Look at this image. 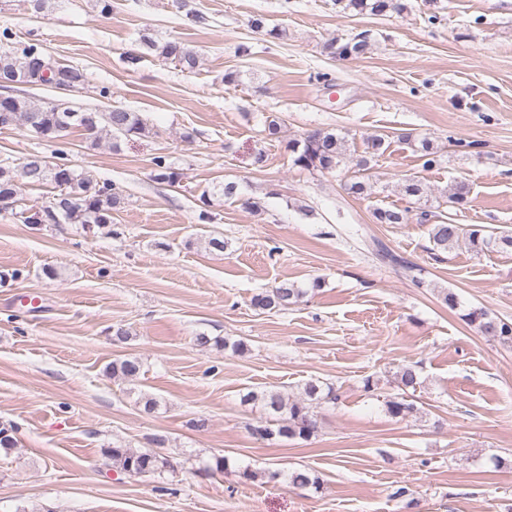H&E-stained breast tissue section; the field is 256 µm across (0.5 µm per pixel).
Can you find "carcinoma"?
<instances>
[{
	"label": "carcinoma",
	"instance_id": "obj_1",
	"mask_svg": "<svg viewBox=\"0 0 512 512\" xmlns=\"http://www.w3.org/2000/svg\"><path fill=\"white\" fill-rule=\"evenodd\" d=\"M344 3V9L356 13L369 12L383 15L389 11L403 10L401 0H337ZM0 36L10 42L9 48L0 50V76H13L23 85L50 84L57 80L77 90L86 82V77L78 68L59 63L61 71L45 78L39 60L46 56L43 47L35 42H14L8 31ZM370 43L354 37L340 42L332 40L326 44L328 54L343 58H359L367 53ZM159 56L184 69H193L197 59L192 51L179 39L173 38L158 47ZM10 112L7 113L8 125L23 126L34 133L39 139H54L62 126L71 130L80 128L89 136L106 132L112 139V147H118L121 138L141 137L153 133V129L138 112H131L116 107L108 112H78L71 108L59 106H42L26 95H16L9 102ZM399 140L410 145L414 152L423 160L422 166L431 169L438 163L437 151L431 140L417 139L410 133H402ZM285 149L292 155L293 164L305 169L320 172H332L340 168L349 151L347 135L334 129H315L300 138L285 142ZM388 149L385 137L372 135L363 140V155L357 160L352 175L345 183V190L353 196H366L371 190L366 171L370 162L382 157ZM34 161L26 162L13 168L0 164V196L16 198L18 182L24 180L28 184L42 185L50 182L54 188H61L62 178L68 174L73 176V185L54 205L56 217L68 224H80L91 230L102 229L112 221V207L117 204L118 194L112 184L95 180L88 172H78L66 163L51 164L44 160L40 170L33 168ZM155 178L170 184L179 181L180 173L174 171L166 158L158 156L154 160ZM424 185L421 180L406 178L401 184L402 196L411 201L421 200ZM469 189L464 183H457L446 195L444 203L460 208L468 204ZM409 208L376 207L373 217L378 224H405L409 220ZM26 224H45L50 221L44 207L38 204H26L21 212ZM429 239L432 250L448 252L459 242H465L476 252L497 251L512 252V231L498 230L479 224H451L439 221L430 225ZM373 253L383 262L400 266L404 273L412 279L416 266L399 259L382 243L372 242ZM304 291L295 284L283 281L269 292L253 296L251 305L258 310H286L297 304ZM466 320L474 325L484 336L493 338L503 344H512V321L501 318L483 307H473L465 315ZM112 375L124 379H132L139 375L141 364L135 357H126L112 361L109 366ZM399 386L404 389L416 388L419 369L416 364H404L396 373ZM245 403H257L267 411V418L252 428L258 439L267 442L288 440H309L318 429V421L314 408L323 402L336 401L333 386L311 380L305 383L303 397L291 399L277 390L249 391L242 396ZM385 410L392 417L406 418L419 412V408L402 394L388 398ZM114 465L121 471L137 476L161 474L168 467L166 458L158 453L148 454L130 448L114 446L105 449ZM288 482L294 486L321 488L319 477L309 470H293L288 473Z\"/></svg>",
	"mask_w": 512,
	"mask_h": 512
}]
</instances>
